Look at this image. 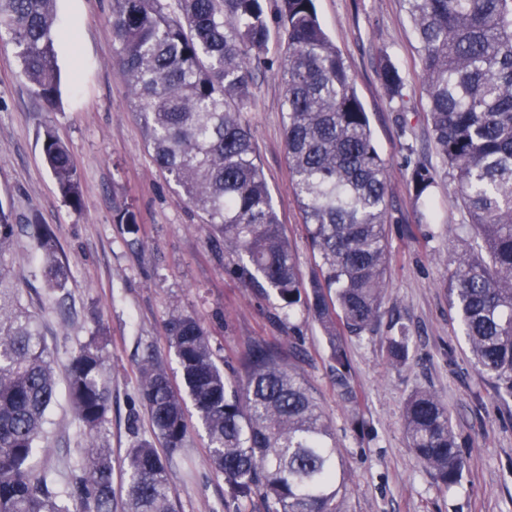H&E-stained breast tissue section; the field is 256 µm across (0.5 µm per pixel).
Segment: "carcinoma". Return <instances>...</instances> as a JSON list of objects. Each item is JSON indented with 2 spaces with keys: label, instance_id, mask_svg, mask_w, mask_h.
I'll return each instance as SVG.
<instances>
[{
  "label": "carcinoma",
  "instance_id": "1",
  "mask_svg": "<svg viewBox=\"0 0 512 512\" xmlns=\"http://www.w3.org/2000/svg\"><path fill=\"white\" fill-rule=\"evenodd\" d=\"M403 7L417 37L434 146L469 216L460 226L467 247L447 259L450 305L474 365L512 399V0H403ZM277 18L286 41L278 74L291 184L322 260L304 287L241 120L253 65L269 50L265 0H112L114 63L155 165L236 256L235 272L248 287L271 290L284 309L303 307L319 326L336 389L355 408L345 337H364L382 315L391 261L388 163L315 0H278ZM3 31L36 94L57 106L55 0H0ZM379 76L393 111H414L390 60L380 62ZM43 156L63 201L82 207L69 147L47 131ZM411 180L415 203L430 206L437 173L416 165ZM18 230L0 203V512H112V450L97 438L111 401L99 332L67 368L75 418L88 436L78 468L61 486L36 461L56 378L39 321L5 259ZM31 236L49 290L59 294L67 268L57 259L58 241L45 224L31 225ZM164 329L183 387L172 384L153 352L142 357L139 397L154 438L138 440L122 460L126 512H176L169 456L189 446V401L236 512L247 505L342 512L348 473L333 424L295 355L257 341L244 378L233 382L198 318L172 311ZM409 340L404 327L386 337L391 364L406 362ZM403 416L426 472L445 490L457 485L464 460L448 408L419 388Z\"/></svg>",
  "mask_w": 512,
  "mask_h": 512
}]
</instances>
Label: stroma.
Wrapping results in <instances>:
<instances>
[{"instance_id":"stroma-1","label":"stroma","mask_w":512,"mask_h":512,"mask_svg":"<svg viewBox=\"0 0 512 512\" xmlns=\"http://www.w3.org/2000/svg\"><path fill=\"white\" fill-rule=\"evenodd\" d=\"M319 20L348 66L369 116L375 147L389 164L387 226L393 261L386 276L383 316L346 352L358 407L344 403L330 373L320 328L303 310L287 313L275 296L244 287L231 255L212 246L197 214L153 163L127 85L113 65L112 0H56L57 61L62 103L47 111L23 77L8 39L0 38V204L17 223L49 225L69 277L67 312L48 292L42 261L27 233L15 239L12 266L24 302L41 322L59 381L41 461L63 473L75 469L86 445L68 397L66 367L97 329H105L111 409L99 439L120 462L153 430L139 394L138 363L154 350L174 383L180 367L164 335L173 310L197 317L210 334L226 376H243L250 343L263 339L294 348L317 389L346 464L350 489L343 512H512V402H503L476 370L444 283L446 258L461 244L466 215L454 182L434 194L435 223L419 217L410 180L413 164H442L426 120L423 75L412 24L402 0H316ZM285 37L270 26L269 67L256 71L242 112L257 147L273 204L286 227L297 267L310 280L319 264L294 198L284 137V90L278 78ZM390 57L405 77L416 109L399 123L378 76ZM70 149L84 204L74 209L58 193L44 160L45 130ZM133 209L137 229L116 223ZM410 331L409 358L389 364L384 339ZM434 391L447 406L465 462L458 487L440 491L408 445L403 409L415 389ZM178 512H233L223 475L194 437L175 453Z\"/></svg>"}]
</instances>
